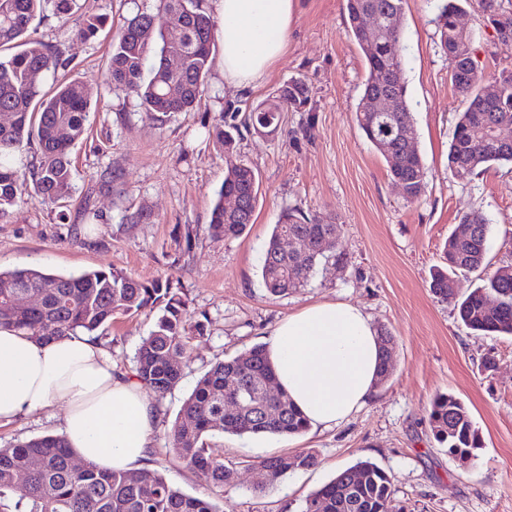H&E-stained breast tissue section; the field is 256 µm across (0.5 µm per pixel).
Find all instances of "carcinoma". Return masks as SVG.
<instances>
[{"label": "carcinoma", "instance_id": "carcinoma-1", "mask_svg": "<svg viewBox=\"0 0 512 512\" xmlns=\"http://www.w3.org/2000/svg\"><path fill=\"white\" fill-rule=\"evenodd\" d=\"M168 24L179 36L168 38L155 26L156 15L139 10L117 31L112 44L109 77L112 84L137 97L147 116L164 122L191 110L201 99L211 68L215 22L205 0H159ZM436 23L448 75L455 91L466 100L458 113L448 149V171L465 180L494 166H512V141L499 140L501 127L512 130V71L503 69L486 79L474 59L472 35H463L458 19L469 0H434ZM64 18L74 0H0V51L21 47L0 56V219L9 215L27 191L44 204L69 197L73 190L71 149L83 139L90 102L81 83L66 80L50 93L41 91L32 75L57 71L67 60L62 53L30 38L27 32L47 5ZM406 0H345L347 34L361 49L368 74L356 105V121L372 147L387 161L394 182L409 200L427 188L426 167L416 142H407L401 130L414 126L413 108L404 78L406 64L402 20ZM487 23L499 45L512 49V0H479ZM176 56L180 67L172 71L168 59ZM391 95L397 107L376 112L371 104ZM308 89L300 80L282 85L272 100L254 110L262 128L278 125L286 108H305ZM236 113L221 116L216 143L234 150ZM37 140L36 162L22 171L16 156L30 140ZM234 194L240 205L229 215L224 197ZM258 181L252 167L239 163L228 168L212 209L210 228L227 239L242 236L254 223ZM467 225L452 232L443 246L444 265L430 273V288L453 303L457 318L470 330L512 335V271L495 272L485 284L458 297L448 287L451 275L481 269L489 249V222L480 211L461 217ZM334 220L309 217L299 207H288L274 225L266 243L260 275L267 292L286 296L304 288L316 268L336 263L335 249L323 250L320 240L339 238ZM296 239L300 250L285 256L280 242ZM39 297L34 307L12 306L20 294ZM495 296L499 304L486 305ZM158 308L155 329L142 341L132 375L155 396L162 398L181 378L174 365L191 336L204 334L206 325L191 320L183 289L173 281L142 282L122 271L89 270L56 274L41 268L0 270V329L15 330L48 340L52 337L94 336L118 316H133ZM379 375L391 371L389 346L393 336L378 332ZM275 372L264 346L255 345L232 358L219 360L197 380L169 431V453L199 471L217 493L233 480L234 470L224 464L223 452L209 446L214 431L238 436L295 437L305 433V417L288 394L269 398L267 384ZM428 420L438 441L451 458L476 456L481 439L465 405L450 393L430 402ZM317 462L307 450L269 455L257 466L288 474ZM24 492L12 498L19 475ZM0 512H219L209 500L190 496L169 484L157 469L102 471L76 467L64 438L44 436L0 448ZM302 512H403L395 498L391 476L366 459L336 474L306 499Z\"/></svg>", "mask_w": 512, "mask_h": 512}]
</instances>
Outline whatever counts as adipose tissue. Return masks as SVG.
I'll return each mask as SVG.
<instances>
[{
    "label": "adipose tissue",
    "instance_id": "obj_1",
    "mask_svg": "<svg viewBox=\"0 0 512 512\" xmlns=\"http://www.w3.org/2000/svg\"><path fill=\"white\" fill-rule=\"evenodd\" d=\"M224 86L240 93L264 81L285 54L295 0H217ZM279 387L311 430L340 426L374 396L378 333L344 301H322L282 317L266 343ZM61 405L62 434L75 458L103 470L138 469L156 409L134 378L115 373L91 336L38 341L0 330V423Z\"/></svg>",
    "mask_w": 512,
    "mask_h": 512
}]
</instances>
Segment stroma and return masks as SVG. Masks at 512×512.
I'll return each instance as SVG.
<instances>
[{"label":"stroma","mask_w":512,"mask_h":512,"mask_svg":"<svg viewBox=\"0 0 512 512\" xmlns=\"http://www.w3.org/2000/svg\"><path fill=\"white\" fill-rule=\"evenodd\" d=\"M140 7L156 10L157 0H76L68 18L47 11L33 21L29 36L59 49L69 62L66 77L84 86L89 134L71 150L69 198L44 205L26 197L0 220V268L62 274L114 269L143 282L180 281L191 315L207 331L178 357L182 378L157 403L147 466L186 494L212 500L219 512H301L311 491L364 459L392 474L404 512H512V338L472 333L457 321L452 304L429 288L445 240L473 210L492 226L490 247L484 270L457 275L458 295L512 266V246L504 243L512 235V168L466 181L448 170L455 118L464 104L448 80L432 0H408L403 20L404 77L428 182L412 201L356 125L367 66L347 35L343 0H297L288 49L255 90H225L223 48L214 45L200 102L162 124L108 79L112 39ZM89 15L101 17L103 27L90 39L76 38ZM464 23L480 69H512V49L498 44L476 0L467 5ZM294 78L308 88L304 109L282 112L274 131L246 124L249 113ZM231 108L242 122L237 150L229 155L211 132ZM232 161L258 175L259 203L249 230L227 239L212 234L209 222ZM106 170L115 177L104 185L100 175ZM295 205L342 224L336 245L341 260L319 270L300 292L274 297L260 280L261 257L281 211ZM140 209L151 213L149 223H124L125 215ZM88 210L98 213L97 223L87 222ZM325 300L358 305L376 328L391 333V374L344 425L291 438L214 433L213 443L236 473L223 494H214L201 473L168 454V432L184 399L212 363L264 343L281 317ZM156 319V312L145 310L113 320L99 335L118 373L131 375ZM488 354L495 356L496 370L483 369ZM439 393L464 403L482 437L468 465L448 457L430 430L426 410ZM63 414L53 407L1 424L0 447L60 434ZM304 449L316 453L315 466L256 493L261 474L254 460Z\"/></svg>","instance_id":"stroma-1"}]
</instances>
